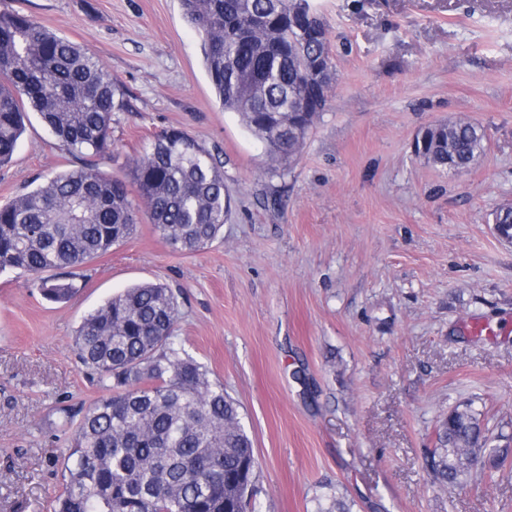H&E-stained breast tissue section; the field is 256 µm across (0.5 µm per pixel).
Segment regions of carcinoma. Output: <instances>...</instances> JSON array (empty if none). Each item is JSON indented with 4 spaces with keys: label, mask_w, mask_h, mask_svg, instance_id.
Here are the masks:
<instances>
[{
    "label": "carcinoma",
    "mask_w": 512,
    "mask_h": 512,
    "mask_svg": "<svg viewBox=\"0 0 512 512\" xmlns=\"http://www.w3.org/2000/svg\"><path fill=\"white\" fill-rule=\"evenodd\" d=\"M202 39L205 69L220 106L266 144L272 163L297 155L317 113L329 102L335 70L308 82L295 53V13L309 0H181ZM306 55L333 62L329 31ZM125 93L86 48L29 15L0 10V166L9 163L35 112L73 167L0 206V271L35 277L49 300L69 299L73 285L46 277L75 268L122 243L137 224L133 197L174 250L194 253L219 235L230 212L221 164L187 132L154 137L129 173L98 169L112 153V116ZM423 157L443 170H465L485 151L470 121L427 127ZM180 302L161 283L132 286L92 310L77 330L80 362L109 394L82 414L64 458L56 512H254L259 461L240 405L208 370L173 341ZM479 419L451 410L424 466L454 488L485 453ZM342 496L317 512H350Z\"/></svg>",
    "instance_id": "carcinoma-1"
}]
</instances>
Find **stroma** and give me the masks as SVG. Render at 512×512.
<instances>
[{
  "label": "stroma",
  "mask_w": 512,
  "mask_h": 512,
  "mask_svg": "<svg viewBox=\"0 0 512 512\" xmlns=\"http://www.w3.org/2000/svg\"><path fill=\"white\" fill-rule=\"evenodd\" d=\"M336 66L302 152L278 168L222 110L181 0H0L88 48L126 90L102 170L125 176L153 137L179 127L223 163L231 214L196 253L147 219L65 275L47 301L0 271V512H53L71 431L62 409L104 390L75 354L82 319L128 286L180 291L178 342L241 405L261 464L256 512H512V456L473 465L447 490L423 466L448 411L479 413L512 449V0H309ZM470 120L485 152L442 171L417 134ZM0 167V205L70 168L36 113ZM478 319L496 339L469 335ZM302 370L304 381L292 377Z\"/></svg>",
  "instance_id": "1"
}]
</instances>
